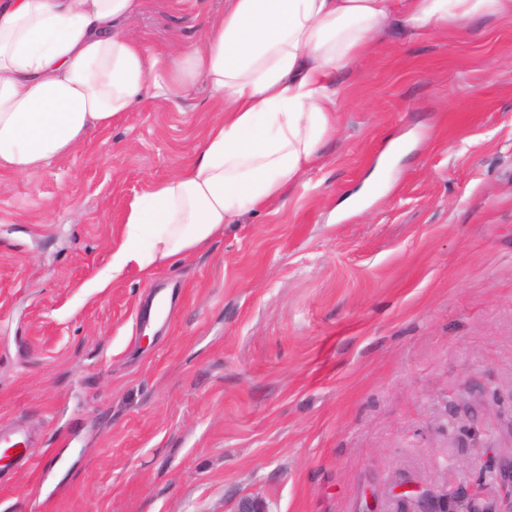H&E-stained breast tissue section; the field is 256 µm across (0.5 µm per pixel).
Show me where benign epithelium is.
<instances>
[{"instance_id": "7a95c632", "label": "benign epithelium", "mask_w": 512, "mask_h": 512, "mask_svg": "<svg viewBox=\"0 0 512 512\" xmlns=\"http://www.w3.org/2000/svg\"><path fill=\"white\" fill-rule=\"evenodd\" d=\"M485 471L504 490L503 496L487 501L481 496L448 497V485L421 493L408 512H512V454L493 456L484 462ZM235 512H268L266 503L252 496H244L237 503Z\"/></svg>"}]
</instances>
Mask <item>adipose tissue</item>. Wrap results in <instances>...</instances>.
I'll return each instance as SVG.
<instances>
[{"instance_id":"adipose-tissue-1","label":"adipose tissue","mask_w":512,"mask_h":512,"mask_svg":"<svg viewBox=\"0 0 512 512\" xmlns=\"http://www.w3.org/2000/svg\"><path fill=\"white\" fill-rule=\"evenodd\" d=\"M144 0H0V170L68 156L127 112L190 98L203 83L224 117L198 156L130 203L97 292L206 249L247 212L280 201L325 162L339 75L392 21L461 26L512 0H224L199 44L155 48L130 27Z\"/></svg>"}]
</instances>
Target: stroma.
<instances>
[{"instance_id": "35a3bbf8", "label": "stroma", "mask_w": 512, "mask_h": 512, "mask_svg": "<svg viewBox=\"0 0 512 512\" xmlns=\"http://www.w3.org/2000/svg\"><path fill=\"white\" fill-rule=\"evenodd\" d=\"M224 0H145L148 43ZM325 165L153 280L102 293L129 204L190 163L204 90L72 155L0 172V424L35 469L0 512H406L401 487L494 498L512 452V12L394 26L357 70ZM174 290L140 327L151 290Z\"/></svg>"}]
</instances>
